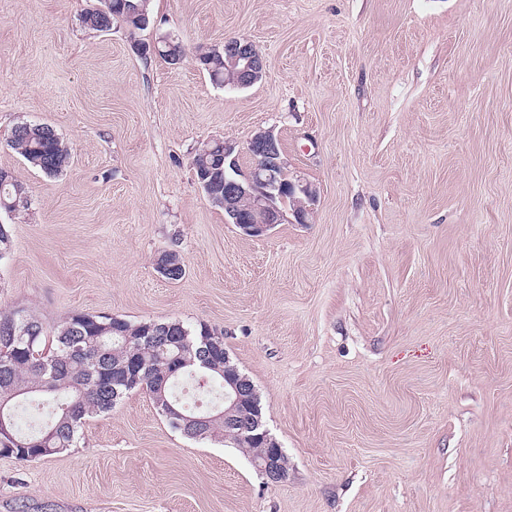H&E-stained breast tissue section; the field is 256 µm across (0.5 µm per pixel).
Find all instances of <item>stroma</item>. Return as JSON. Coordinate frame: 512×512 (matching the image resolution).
Segmentation results:
<instances>
[{
	"instance_id": "35a3bbf8",
	"label": "stroma",
	"mask_w": 512,
	"mask_h": 512,
	"mask_svg": "<svg viewBox=\"0 0 512 512\" xmlns=\"http://www.w3.org/2000/svg\"><path fill=\"white\" fill-rule=\"evenodd\" d=\"M97 4L0 0V169L29 198L0 212V313L223 330L288 477L140 389L68 453L0 457V512H512V0H150L106 33ZM168 33L246 39L264 76L141 53ZM21 121L67 144L60 175L9 147ZM261 129L317 200L254 238L191 160L221 138L248 170ZM103 7L87 10L80 21L85 28L105 32L121 21L134 29L143 30L150 22L149 0H104Z\"/></svg>"
}]
</instances>
